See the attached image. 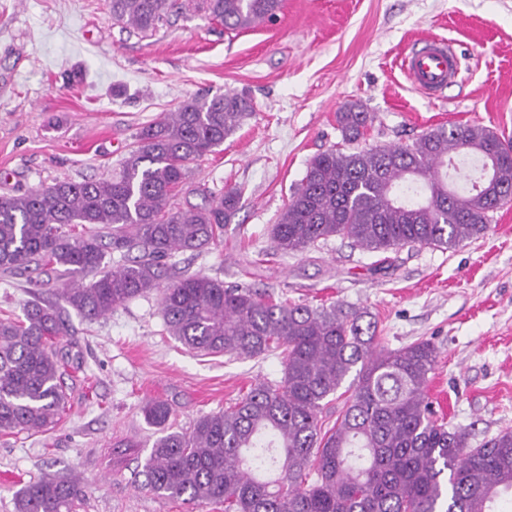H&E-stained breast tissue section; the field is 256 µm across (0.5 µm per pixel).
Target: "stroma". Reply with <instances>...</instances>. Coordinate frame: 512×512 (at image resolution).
<instances>
[{"mask_svg":"<svg viewBox=\"0 0 512 512\" xmlns=\"http://www.w3.org/2000/svg\"><path fill=\"white\" fill-rule=\"evenodd\" d=\"M431 37L454 42L463 69L462 83L432 99L399 67ZM225 92L250 97L255 112L200 161L189 200L202 203L199 186L237 187L241 208L216 245L174 254L177 270L296 304H342L376 323L390 348L431 340L437 414L465 427L473 447L512 429V203L447 250L370 252L338 237L301 253L271 244L308 161L347 150L336 114L350 104L374 117L362 148L452 124L512 141V0H283L275 21L243 31L183 9L146 38L113 24L109 0H0V196L109 173L144 126L185 98ZM59 286L0 280V319L22 317L26 301ZM67 320V411L47 434L0 435V512H14L24 485L70 473L88 486L82 512H224L144 488L158 430L142 408L165 401L172 430L190 431L252 385L280 381L278 356L188 352L167 336L154 293L97 320L73 311Z\"/></svg>","mask_w":512,"mask_h":512,"instance_id":"stroma-1","label":"stroma"}]
</instances>
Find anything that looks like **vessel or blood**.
Instances as JSON below:
<instances>
[{
  "label": "vessel or blood",
  "mask_w": 512,
  "mask_h": 512,
  "mask_svg": "<svg viewBox=\"0 0 512 512\" xmlns=\"http://www.w3.org/2000/svg\"><path fill=\"white\" fill-rule=\"evenodd\" d=\"M401 67L413 86L429 96L457 82L461 74L452 45L435 38L413 47L402 58Z\"/></svg>",
  "instance_id": "b4317fda"
}]
</instances>
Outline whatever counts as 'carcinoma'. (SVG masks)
I'll use <instances>...</instances> for the list:
<instances>
[{"label":"carcinoma","mask_w":512,"mask_h":512,"mask_svg":"<svg viewBox=\"0 0 512 512\" xmlns=\"http://www.w3.org/2000/svg\"><path fill=\"white\" fill-rule=\"evenodd\" d=\"M227 30L277 16L281 0H192ZM180 0H111L112 20L148 37ZM237 93L193 97L144 128L121 168L0 196V270L64 280L56 300L27 302L21 320H0V433L43 434L68 396L57 341L72 308L93 320L158 293L169 336L191 352L255 358L275 353L283 376L239 402L158 437L144 486L161 498L224 505V512H504L512 493V431L471 447L468 433L435 417L426 396L439 349L428 339L397 349L373 322L336 305L275 300L203 273L168 275L176 252L202 253L240 209L241 191L179 204L191 165L253 114ZM343 140L363 137L373 117L355 104L336 113ZM476 158L478 176L448 189V167ZM512 201V143L481 125L441 126L410 144L311 158L271 230L273 248L299 253L333 236L367 251L452 249L482 234ZM344 406L322 429L326 399L347 377ZM145 419L164 426L167 403ZM77 476L20 489L16 512H77Z\"/></svg>","instance_id":"1"}]
</instances>
